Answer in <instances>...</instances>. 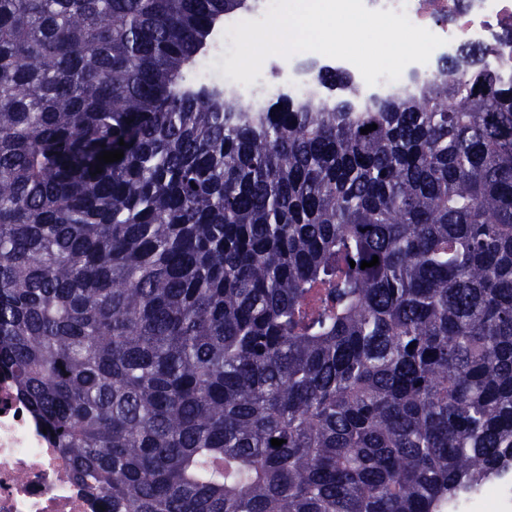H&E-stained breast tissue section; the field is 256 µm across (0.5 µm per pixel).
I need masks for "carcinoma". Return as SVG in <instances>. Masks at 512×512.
<instances>
[{
	"label": "carcinoma",
	"mask_w": 512,
	"mask_h": 512,
	"mask_svg": "<svg viewBox=\"0 0 512 512\" xmlns=\"http://www.w3.org/2000/svg\"><path fill=\"white\" fill-rule=\"evenodd\" d=\"M251 2L0 0V369L107 512H448L512 464V77L251 112L184 82Z\"/></svg>",
	"instance_id": "obj_1"
}]
</instances>
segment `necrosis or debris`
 <instances>
[{"mask_svg":"<svg viewBox=\"0 0 512 512\" xmlns=\"http://www.w3.org/2000/svg\"><path fill=\"white\" fill-rule=\"evenodd\" d=\"M372 10L405 12L409 20L444 38L427 64L412 63L397 81L379 77L365 83L350 62L316 52L275 56L268 69L251 85L234 81L224 73L233 41L221 36L222 49L200 57L195 81L223 85L248 109L266 111L281 94L296 99L322 98L323 87L310 72L316 66L348 75L359 102L375 96L405 94L435 73L433 61L450 58L464 45L490 49L489 61L499 71L512 74V0H364ZM0 512H103V503L73 480L59 449L53 448L43 425L19 400L12 377L0 371Z\"/></svg>","mask_w":512,"mask_h":512,"instance_id":"1","label":"necrosis or debris"}]
</instances>
